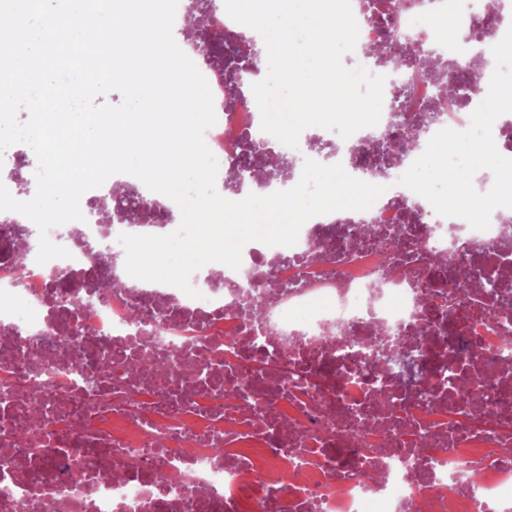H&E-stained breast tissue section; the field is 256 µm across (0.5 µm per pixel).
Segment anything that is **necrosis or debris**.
<instances>
[{"instance_id": "necrosis-or-debris-1", "label": "necrosis or debris", "mask_w": 512, "mask_h": 512, "mask_svg": "<svg viewBox=\"0 0 512 512\" xmlns=\"http://www.w3.org/2000/svg\"><path fill=\"white\" fill-rule=\"evenodd\" d=\"M394 0H351L358 63L384 76L377 125L349 138L309 127L297 147L262 131L251 87L229 103L226 71L202 67L216 122L205 142L224 167V196L246 139L255 162L288 156L296 185L305 159L331 156L346 173L374 174L376 146L413 131L397 171L438 131L467 130L478 96L449 91L461 53L437 37L444 67L414 61L415 16H402L404 66L379 22ZM208 29L246 60L247 32L217 6ZM405 85L401 116L394 90ZM25 217L0 212V512H512V209L488 229L446 217L412 190L358 212L312 217L296 244L250 242L239 269L197 270L198 297L131 283L118 238L133 224L50 229L69 258L40 264ZM444 259L478 288L474 314L437 307L431 265ZM109 274L112 290L86 305L75 281ZM494 309L487 317L485 309ZM150 370L103 376L111 353ZM364 432L354 441L352 431ZM119 473L111 483L98 472ZM296 474L284 486L281 472Z\"/></svg>"}]
</instances>
